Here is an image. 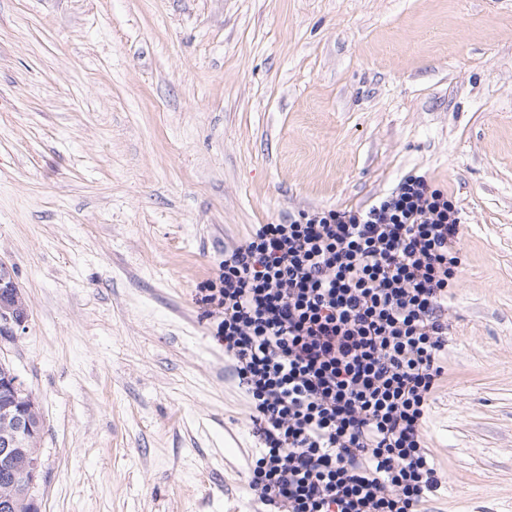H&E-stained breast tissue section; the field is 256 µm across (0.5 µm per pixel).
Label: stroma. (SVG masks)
Returning <instances> with one entry per match:
<instances>
[{
	"label": "stroma",
	"instance_id": "stroma-1",
	"mask_svg": "<svg viewBox=\"0 0 512 512\" xmlns=\"http://www.w3.org/2000/svg\"><path fill=\"white\" fill-rule=\"evenodd\" d=\"M455 201L467 263L427 512H512V0H0V350L36 397L40 512H259L224 364V249ZM29 319V306L15 281L13 271L0 261V334L11 336L16 343L19 330Z\"/></svg>",
	"mask_w": 512,
	"mask_h": 512
}]
</instances>
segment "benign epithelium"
I'll list each match as a JSON object with an SVG mask.
<instances>
[{"instance_id":"1","label":"benign epithelium","mask_w":512,"mask_h":512,"mask_svg":"<svg viewBox=\"0 0 512 512\" xmlns=\"http://www.w3.org/2000/svg\"><path fill=\"white\" fill-rule=\"evenodd\" d=\"M28 319L29 306L13 271L0 261V334L18 341L19 330ZM0 395H8L13 401L12 410L0 417V462L13 473L11 481L0 483V500L12 501L19 493V485H24L30 494L41 476L39 449L22 455L15 451L20 438L37 437L40 412L20 374L4 364L0 366Z\"/></svg>"}]
</instances>
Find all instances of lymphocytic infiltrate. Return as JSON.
I'll list each match as a JSON object with an SVG mask.
<instances>
[{"mask_svg":"<svg viewBox=\"0 0 512 512\" xmlns=\"http://www.w3.org/2000/svg\"><path fill=\"white\" fill-rule=\"evenodd\" d=\"M458 209L410 177L365 210L257 224L224 250V361L267 512H423L425 439L465 264Z\"/></svg>","mask_w":512,"mask_h":512,"instance_id":"1","label":"lymphocytic infiltrate"}]
</instances>
